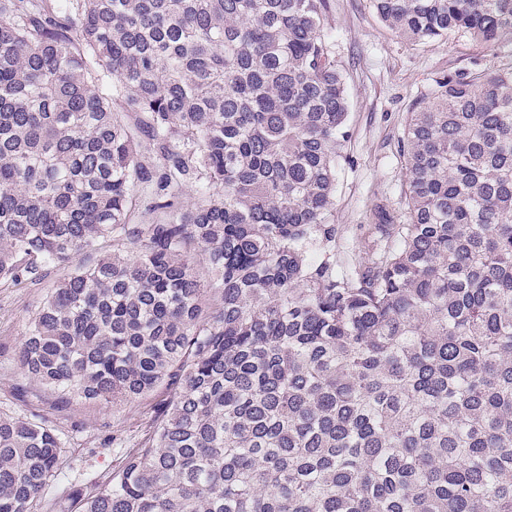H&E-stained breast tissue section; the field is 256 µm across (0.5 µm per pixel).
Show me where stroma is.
Returning <instances> with one entry per match:
<instances>
[{"label":"stroma","instance_id":"35a3bbf8","mask_svg":"<svg viewBox=\"0 0 512 512\" xmlns=\"http://www.w3.org/2000/svg\"><path fill=\"white\" fill-rule=\"evenodd\" d=\"M326 27L344 68L349 101V139L337 169L328 217L338 229L336 262L348 270L370 256L367 226L378 207L397 209L405 183L399 153L409 112L429 100L438 75L475 65L497 64L493 50L457 33L442 39L407 41L377 15L371 0H329ZM52 289L51 282L18 291L0 286V414L47 421L62 442L58 474L34 512H71L69 490L93 492L122 463L112 437L140 440L166 393L156 390L134 401L100 403L58 391L28 378L18 352L28 326Z\"/></svg>","mask_w":512,"mask_h":512}]
</instances>
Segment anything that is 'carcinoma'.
<instances>
[{"mask_svg": "<svg viewBox=\"0 0 512 512\" xmlns=\"http://www.w3.org/2000/svg\"><path fill=\"white\" fill-rule=\"evenodd\" d=\"M372 5L512 48V0ZM326 7L0 0V284L87 257L20 362L89 400L169 393L77 512H512V60L434 80L400 219L341 273ZM61 448L0 415V512H31Z\"/></svg>", "mask_w": 512, "mask_h": 512, "instance_id": "1", "label": "carcinoma"}]
</instances>
